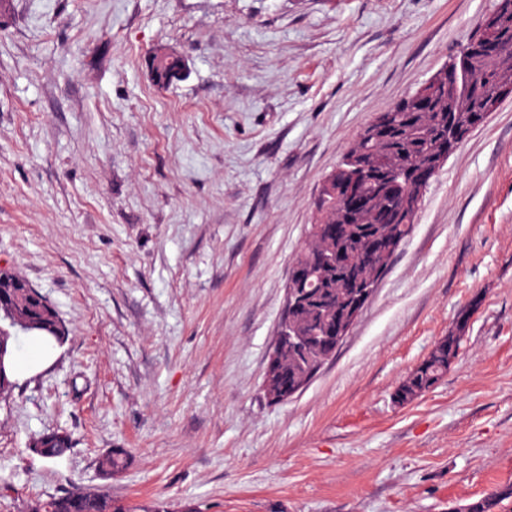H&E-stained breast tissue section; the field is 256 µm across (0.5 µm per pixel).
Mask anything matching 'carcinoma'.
<instances>
[{"label":"carcinoma","mask_w":512,"mask_h":512,"mask_svg":"<svg viewBox=\"0 0 512 512\" xmlns=\"http://www.w3.org/2000/svg\"><path fill=\"white\" fill-rule=\"evenodd\" d=\"M484 21L495 27L499 46L485 59L475 51V42L468 43L472 55L467 94L451 93L448 83H440L433 89L426 108L411 112L398 103L377 117V121L390 127L388 138L353 142L352 147L358 150L368 172L369 187H376L387 169L397 172L401 183H406L407 169L426 160L440 141L456 135L464 115L471 116L467 132L484 122L482 107L490 100L495 79L512 80V0H498L496 10ZM463 138L462 134L458 136ZM352 174V167L339 165L328 175L314 224L291 264L306 276L298 289L297 308L288 311L293 320L292 336L282 343L278 362L307 382L336 352L324 332L348 308L346 283L355 278L367 287H375L414 226L416 210L411 189L406 186L394 197L376 194L371 213L352 223H343L337 203ZM461 342L462 337L454 333L441 338L397 387L394 400L405 404L434 388L458 357ZM70 447L68 438L54 432L33 443L37 455L44 459L59 458ZM126 463L124 450L113 448L101 458L99 469L110 476L123 470ZM511 498V484L498 486L464 509L498 512L502 502ZM32 512H133V508L99 490L76 488L37 501Z\"/></svg>","instance_id":"cac0c4a2"}]
</instances>
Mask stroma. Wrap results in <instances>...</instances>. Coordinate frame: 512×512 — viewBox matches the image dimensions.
Returning <instances> with one entry per match:
<instances>
[{
  "label": "stroma",
  "instance_id": "35a3bbf8",
  "mask_svg": "<svg viewBox=\"0 0 512 512\" xmlns=\"http://www.w3.org/2000/svg\"><path fill=\"white\" fill-rule=\"evenodd\" d=\"M497 3L0 0V269L68 331L0 399V512L76 486L137 512H448L512 484L511 97L431 180L335 355L264 394L325 176ZM160 44L191 67L161 90ZM452 331L447 375L394 403ZM52 430L71 451L31 454Z\"/></svg>",
  "mask_w": 512,
  "mask_h": 512
}]
</instances>
